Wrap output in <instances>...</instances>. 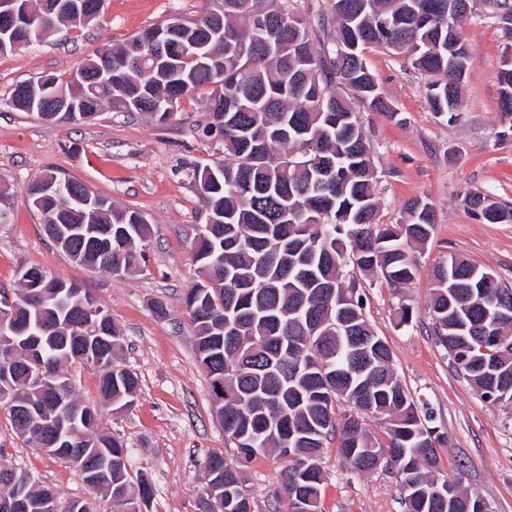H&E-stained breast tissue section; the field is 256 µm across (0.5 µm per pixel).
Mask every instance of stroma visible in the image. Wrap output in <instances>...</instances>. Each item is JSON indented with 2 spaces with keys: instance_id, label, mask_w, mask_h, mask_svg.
<instances>
[{
  "instance_id": "stroma-1",
  "label": "stroma",
  "mask_w": 512,
  "mask_h": 512,
  "mask_svg": "<svg viewBox=\"0 0 512 512\" xmlns=\"http://www.w3.org/2000/svg\"><path fill=\"white\" fill-rule=\"evenodd\" d=\"M469 4L463 37L474 67L462 86L459 116L431 112L427 79L404 55L372 46L363 52L395 111L391 117L365 109L359 114L373 155L380 220L403 221L407 203L422 197L433 203L436 224L416 251L419 272L412 282L394 288L364 273L358 280L364 314L386 342L393 369L413 399L434 412L440 473L483 496L492 512H512V406L481 399L432 329L431 272L449 254L468 257L512 287V223H485L465 205L475 192L512 205V117L499 105L507 39L499 21L484 13L482 0ZM209 7L208 0H104L90 25L62 26L0 55V204L10 214L8 223H0V288L16 289L21 270L38 267L86 288L110 315L123 337L118 361L139 381L132 407L117 412L104 403L93 367L75 364L68 374L76 398L96 407L102 429L129 448L131 482L151 485L150 512H199L210 455L235 459L196 359L183 303L199 276L194 237L207 218L193 172L224 157L223 143L202 133L210 90L181 99L164 123L145 112L108 108L79 124L45 121L16 111L9 98L16 84L42 75L69 82L102 46H120L175 19L197 18ZM51 171L142 214L149 231L141 243L145 261L136 272L116 276L88 269L48 237L26 189ZM159 302L164 312H157ZM404 307L412 318L403 325ZM0 449L61 502L79 499L92 512H110L104 492L89 488L68 462L19 437L1 410ZM318 465L319 512H406L395 474L382 468L350 472L336 441L327 442ZM285 466V459L267 452L241 467L254 512H285Z\"/></svg>"
}]
</instances>
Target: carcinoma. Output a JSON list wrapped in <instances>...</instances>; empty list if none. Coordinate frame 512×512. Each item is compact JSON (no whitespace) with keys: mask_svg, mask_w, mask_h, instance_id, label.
<instances>
[{"mask_svg":"<svg viewBox=\"0 0 512 512\" xmlns=\"http://www.w3.org/2000/svg\"><path fill=\"white\" fill-rule=\"evenodd\" d=\"M458 0H325L311 17L289 0H216V8L188 22L202 40L203 53L224 71V95L215 89L214 70L179 57L181 34L168 37L173 62L157 73L144 68L151 44L134 36L126 44L102 50L81 66L95 76L103 57L124 63L122 81L90 88L66 83L82 115L108 106L115 112H148L154 101L175 102L210 86L203 133H218L224 160L211 173L194 171L196 189L208 205L212 233L194 245L202 280L185 294L194 327L197 361L215 386L224 379L235 400L217 407L224 438L237 448V463L210 455L206 469L216 472L224 497L200 496V512H250L239 468L258 453L276 449L292 456L282 472L288 512H318L321 469L317 457L326 442L338 439L346 467L367 473L383 465L394 471L406 512H478L481 497L461 488L437 469L433 412L421 410L391 367L390 350L363 315L364 301L352 266L381 273L393 287L411 282L418 272L413 246L425 244L435 224L433 205L415 198L399 224H381L375 194V169L358 110L394 115L361 52L367 46L390 47L405 54L428 76L431 111L462 108L461 85L474 59L461 35L468 8L453 17ZM489 13L504 14L512 25V0H484ZM501 112L512 115V55L501 73ZM334 159L338 179L317 190L319 160ZM41 180L28 187L32 205L46 218L54 238L67 225L84 223L60 198L38 200ZM476 216L495 224L512 223V206L488 202L476 192L466 199ZM112 225V255L93 250L89 240L71 239L64 253L90 269L107 271L120 257L123 272L144 260L139 243L147 234L142 215L107 203L96 218ZM432 327L451 363L472 387L512 402V354L493 364L469 345L483 320L501 308L512 310V288L467 257L452 254L433 270ZM22 286L13 292L18 317L27 311L50 324L66 322L80 300L51 294L48 285ZM291 312L286 322L276 318ZM93 336L72 330L29 338L20 346L19 365L0 368V396L15 401L9 419L16 432L76 470L99 472L114 512H143L152 494L143 481H129V449L114 434H91L82 416L52 423L29 417L30 404L54 407L50 392L29 377L28 358L61 380L63 367H97L103 399L117 410L129 408L138 378L115 364L121 346L117 328L112 344L87 356ZM343 397L363 415L380 421L387 441L377 439L363 419L335 417L333 401ZM0 451V512H90L72 500L60 506L56 494L32 475L4 463ZM19 484L27 485L25 504H13Z\"/></svg>","mask_w":512,"mask_h":512,"instance_id":"carcinoma-1","label":"carcinoma"}]
</instances>
